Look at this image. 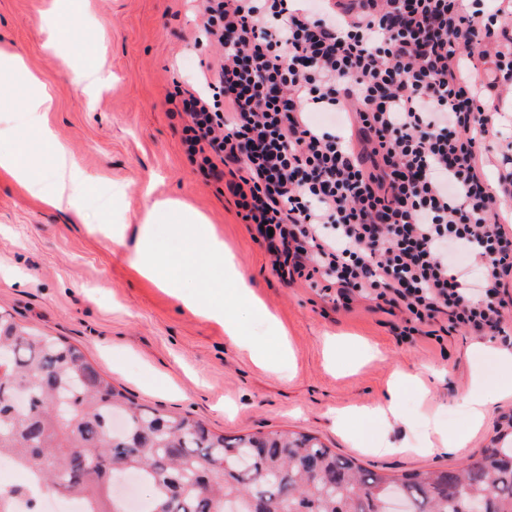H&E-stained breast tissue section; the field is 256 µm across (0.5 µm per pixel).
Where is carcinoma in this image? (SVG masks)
<instances>
[{
    "label": "carcinoma",
    "instance_id": "obj_1",
    "mask_svg": "<svg viewBox=\"0 0 512 512\" xmlns=\"http://www.w3.org/2000/svg\"><path fill=\"white\" fill-rule=\"evenodd\" d=\"M88 512H130L117 489L148 488L136 512H512V417L489 448L451 469L388 475L294 431L224 436L135 402L84 351L0 312V458Z\"/></svg>",
    "mask_w": 512,
    "mask_h": 512
}]
</instances>
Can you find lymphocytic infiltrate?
<instances>
[{"label":"lymphocytic infiltrate","instance_id":"f902f5d3","mask_svg":"<svg viewBox=\"0 0 512 512\" xmlns=\"http://www.w3.org/2000/svg\"><path fill=\"white\" fill-rule=\"evenodd\" d=\"M207 92L182 142L283 283L401 313V340L498 335L512 313V171L487 186L512 90V0H203ZM492 60L483 79L478 62Z\"/></svg>","mask_w":512,"mask_h":512}]
</instances>
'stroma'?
<instances>
[{"instance_id":"stroma-1","label":"stroma","mask_w":512,"mask_h":512,"mask_svg":"<svg viewBox=\"0 0 512 512\" xmlns=\"http://www.w3.org/2000/svg\"><path fill=\"white\" fill-rule=\"evenodd\" d=\"M202 0H88L75 44L52 43L54 0H0V51L21 54L48 88L51 143L28 128L24 112L0 106L15 139L43 150L46 181L54 179L56 150L92 181L77 207L58 210L0 170V309L23 326L66 338L84 350L114 385L140 404L203 420L227 436L289 430L316 436L336 452L386 474L458 466L489 447L512 417V397L495 401L479 429L453 400L473 372L487 383L512 379V367L488 359L479 335L457 331L433 340L398 338L401 318L365 299L343 306L299 281L282 284L269 258L236 214L224 184L205 179L189 163L182 121L171 116L175 85L201 86L210 51L196 44ZM98 66L111 77L99 105L89 108L74 70ZM172 198L203 214L211 231L235 254L254 295L287 332L291 357L279 379L224 333L223 323L185 306L171 291L143 277L132 263L140 224L155 200ZM125 226L124 238L104 236L107 223ZM355 339L372 357L352 349L341 371L325 364L323 340ZM419 376L400 393L405 420L388 439L396 450L375 453L373 425L353 419L337 431L338 413L384 404L397 372ZM432 415L441 429L468 433L461 448L415 453L416 423Z\"/></svg>"}]
</instances>
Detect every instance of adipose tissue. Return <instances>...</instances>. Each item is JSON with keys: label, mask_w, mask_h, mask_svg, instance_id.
I'll return each instance as SVG.
<instances>
[{"label": "adipose tissue", "mask_w": 512, "mask_h": 512, "mask_svg": "<svg viewBox=\"0 0 512 512\" xmlns=\"http://www.w3.org/2000/svg\"><path fill=\"white\" fill-rule=\"evenodd\" d=\"M22 81L27 92L23 110L27 122L35 128H43L45 115L51 108V99L44 88L31 78L22 65L20 54L0 52V87L10 88L14 81ZM27 143L21 142L9 152H0V169L11 173L33 196L46 204L62 209L73 207L81 192L90 188L79 171L68 162H61L55 184H46L39 169L29 158ZM512 396V382H502L488 387L482 377H474L470 386L457 396V403L466 409L471 426L481 425L489 404L504 396Z\"/></svg>", "instance_id": "1"}]
</instances>
